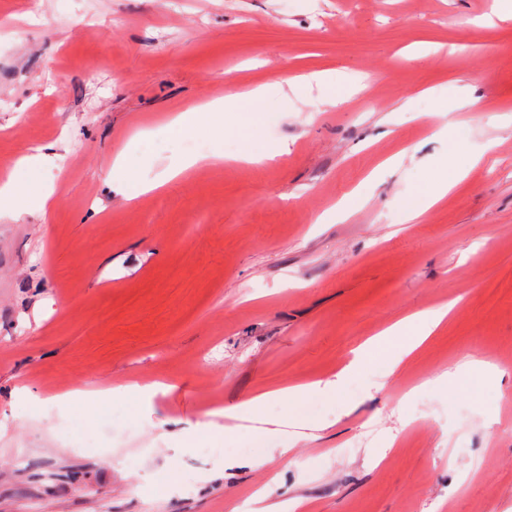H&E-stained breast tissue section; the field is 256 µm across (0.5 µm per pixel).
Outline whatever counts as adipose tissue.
<instances>
[{"mask_svg": "<svg viewBox=\"0 0 512 512\" xmlns=\"http://www.w3.org/2000/svg\"><path fill=\"white\" fill-rule=\"evenodd\" d=\"M287 97L283 81L276 80L226 97L222 101L190 107L171 119L167 128L171 132L179 133L210 117L227 121L230 129L241 131L257 123L270 104L286 100ZM51 196L50 189L33 184L26 186L11 179L0 184V213L19 212L29 207L42 211L47 208ZM446 315V310L439 309L422 313L410 321L393 324L384 330L382 340L362 345L356 350L353 360L343 371L344 376L358 373L364 365L380 357L387 358L390 366H397L402 356L412 352L430 336ZM499 377L500 371L494 364L470 358L454 371L440 374L439 379L454 390L471 391L474 390L476 381H495Z\"/></svg>", "mask_w": 512, "mask_h": 512, "instance_id": "obj_1", "label": "adipose tissue"}]
</instances>
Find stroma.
<instances>
[{
	"instance_id": "35a3bbf8",
	"label": "stroma",
	"mask_w": 512,
	"mask_h": 512,
	"mask_svg": "<svg viewBox=\"0 0 512 512\" xmlns=\"http://www.w3.org/2000/svg\"><path fill=\"white\" fill-rule=\"evenodd\" d=\"M497 2L0 0V182L43 152L30 179L55 189L46 214L0 217V512H512V19ZM418 43L431 51L411 58ZM324 70L372 80L335 107L301 85L240 137L164 128ZM253 146L280 154L241 160ZM123 150L134 183L225 160L130 201L112 183ZM463 164L407 222L431 176ZM447 304L395 372L369 363L293 422L271 400L218 418L231 435L198 430L335 379L380 331ZM468 356L501 384L435 383ZM153 382L172 390L149 406L57 400ZM466 176L465 170L459 167H453L437 176L430 188L419 198V200L411 204L406 209V219L416 220L426 210L440 203L448 192H450L460 181Z\"/></svg>"
}]
</instances>
